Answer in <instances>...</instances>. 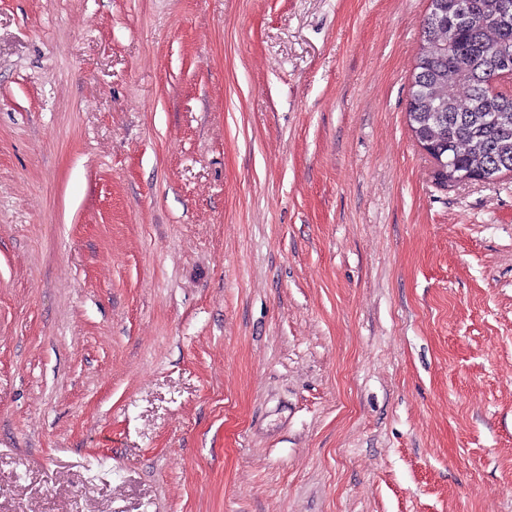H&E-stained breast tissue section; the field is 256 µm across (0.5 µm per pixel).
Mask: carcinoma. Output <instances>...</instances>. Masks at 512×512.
Here are the masks:
<instances>
[{"label":"carcinoma","instance_id":"1","mask_svg":"<svg viewBox=\"0 0 512 512\" xmlns=\"http://www.w3.org/2000/svg\"><path fill=\"white\" fill-rule=\"evenodd\" d=\"M504 62L512 0H429L407 115L415 139L436 151L435 178L512 173V96L491 90Z\"/></svg>","mask_w":512,"mask_h":512}]
</instances>
